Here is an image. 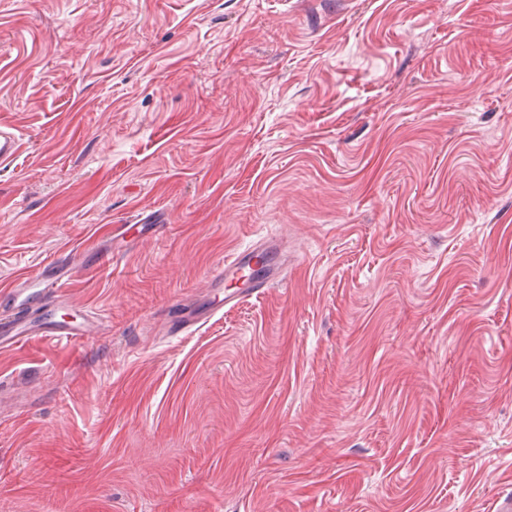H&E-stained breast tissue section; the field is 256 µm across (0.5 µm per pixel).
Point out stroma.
<instances>
[{"label":"stroma","instance_id":"stroma-1","mask_svg":"<svg viewBox=\"0 0 512 512\" xmlns=\"http://www.w3.org/2000/svg\"><path fill=\"white\" fill-rule=\"evenodd\" d=\"M2 125L0 512L512 496V0H0ZM21 147L20 140L16 132L9 127L0 128V167H7L12 164ZM276 243L273 240L263 241L255 247L237 252L224 260L210 277V284L214 288H223L225 280H240L249 273L250 261L259 256L275 255ZM244 274H246L244 276ZM68 279L61 275H47L40 279V276H21L17 278L13 286L8 290L9 300L17 307L22 309H32L34 302L39 299L45 301L42 305L44 309L47 305L46 299L50 297H62L67 288ZM39 288V290H35ZM46 324L33 325L27 319L18 317L3 322L0 318V347H19L35 333L56 336L66 342H77L88 335L87 326H66L60 328H48Z\"/></svg>","mask_w":512,"mask_h":512}]
</instances>
